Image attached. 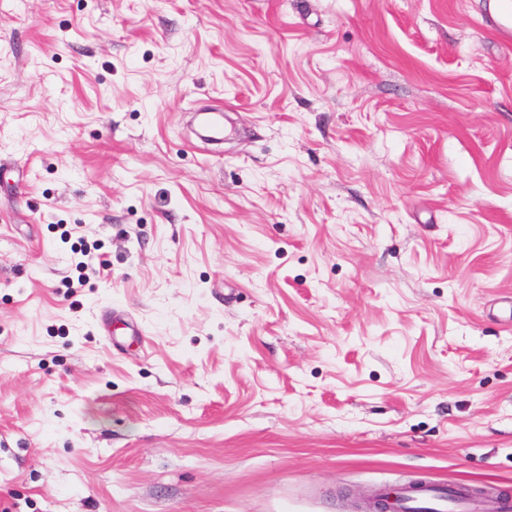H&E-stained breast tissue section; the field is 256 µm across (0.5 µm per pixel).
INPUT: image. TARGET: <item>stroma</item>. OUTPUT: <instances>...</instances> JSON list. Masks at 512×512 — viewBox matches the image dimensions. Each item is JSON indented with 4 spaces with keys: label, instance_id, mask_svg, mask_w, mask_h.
<instances>
[{
    "label": "stroma",
    "instance_id": "obj_1",
    "mask_svg": "<svg viewBox=\"0 0 512 512\" xmlns=\"http://www.w3.org/2000/svg\"><path fill=\"white\" fill-rule=\"evenodd\" d=\"M483 9L0 0V512L512 499V46ZM202 103L242 130L221 150ZM454 489L453 493H448V486L429 483L423 484L418 491H412L407 488L399 490L398 498L396 492H389L374 497L369 502V512H460L455 509L459 506L462 495ZM396 499V500H395ZM393 505L392 502L393 501ZM392 505V506H391Z\"/></svg>",
    "mask_w": 512,
    "mask_h": 512
}]
</instances>
